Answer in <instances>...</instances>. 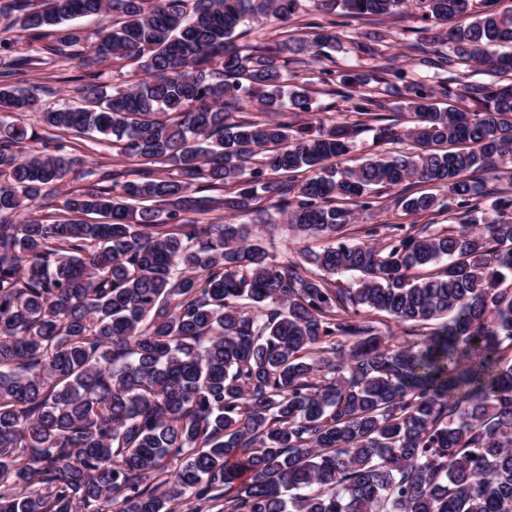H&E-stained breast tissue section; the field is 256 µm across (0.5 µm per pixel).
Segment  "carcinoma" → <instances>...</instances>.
Instances as JSON below:
<instances>
[{
  "instance_id": "1",
  "label": "carcinoma",
  "mask_w": 512,
  "mask_h": 512,
  "mask_svg": "<svg viewBox=\"0 0 512 512\" xmlns=\"http://www.w3.org/2000/svg\"><path fill=\"white\" fill-rule=\"evenodd\" d=\"M500 2L315 0L311 33L253 45L237 29L298 0H0V512H512V199L480 208L478 177L512 183ZM410 4L448 25L440 50L407 44L411 72L380 34L356 43L371 66L324 67L343 19ZM91 15L107 22L85 51L71 21ZM25 35L36 54L10 53ZM74 58L139 78L38 111L31 66ZM477 65L492 79L448 84ZM316 83L366 121H288ZM389 98L411 125L387 122ZM27 114L47 127L37 156ZM367 121L408 148L338 166ZM95 134L119 162L85 170L63 139ZM78 168L95 181L66 218L41 214ZM408 181L439 193L402 192L404 213L458 223L350 242L355 211ZM267 202L268 232L328 245L278 260L206 218ZM373 311L407 341L385 344Z\"/></svg>"
}]
</instances>
